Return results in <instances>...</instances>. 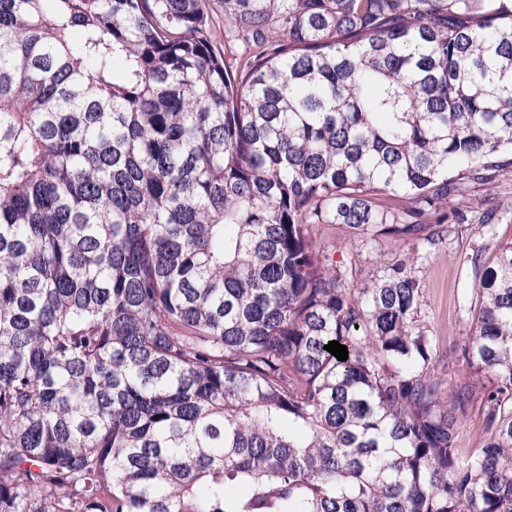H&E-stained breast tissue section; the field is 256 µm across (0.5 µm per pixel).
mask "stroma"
I'll list each match as a JSON object with an SVG mask.
<instances>
[{"label": "stroma", "instance_id": "stroma-1", "mask_svg": "<svg viewBox=\"0 0 512 512\" xmlns=\"http://www.w3.org/2000/svg\"><path fill=\"white\" fill-rule=\"evenodd\" d=\"M458 207L462 220L449 223L447 233L416 270L422 292L418 322L434 341L435 374L445 385L470 377L453 352L472 335L470 307L477 269L494 265L502 247L512 243V176L472 185ZM311 236L356 285L412 250L411 243L392 237L362 242L340 224L314 225Z\"/></svg>", "mask_w": 512, "mask_h": 512}]
</instances>
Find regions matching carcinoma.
<instances>
[{"label":"carcinoma","instance_id":"cac0c4a2","mask_svg":"<svg viewBox=\"0 0 512 512\" xmlns=\"http://www.w3.org/2000/svg\"><path fill=\"white\" fill-rule=\"evenodd\" d=\"M204 2L0 0V512H512V244L480 390L416 275L512 173V0H221L233 71ZM314 224L413 251L357 288ZM489 438L484 415L481 412V400L478 399L469 414L457 428V444L462 453L468 454L484 447Z\"/></svg>","mask_w":512,"mask_h":512}]
</instances>
